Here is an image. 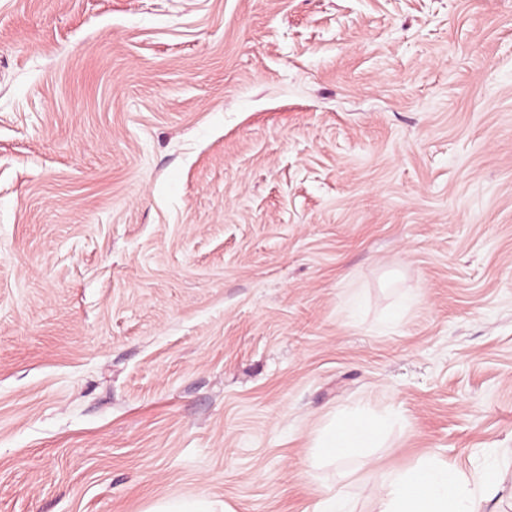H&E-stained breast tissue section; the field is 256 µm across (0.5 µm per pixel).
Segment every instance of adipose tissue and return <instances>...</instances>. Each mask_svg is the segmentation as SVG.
<instances>
[{
    "label": "adipose tissue",
    "instance_id": "ef3b65f1",
    "mask_svg": "<svg viewBox=\"0 0 512 512\" xmlns=\"http://www.w3.org/2000/svg\"><path fill=\"white\" fill-rule=\"evenodd\" d=\"M381 421L367 405L339 413L316 438L321 457L333 458L340 448L357 454L371 447ZM378 491L379 512H476L479 500L497 494L498 470L490 463L472 478L430 458L408 471L381 474Z\"/></svg>",
    "mask_w": 512,
    "mask_h": 512
}]
</instances>
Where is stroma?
<instances>
[{
    "instance_id": "35a3bbf8",
    "label": "stroma",
    "mask_w": 512,
    "mask_h": 512,
    "mask_svg": "<svg viewBox=\"0 0 512 512\" xmlns=\"http://www.w3.org/2000/svg\"><path fill=\"white\" fill-rule=\"evenodd\" d=\"M428 457L512 512V0H0V512ZM374 410L364 405L354 411L341 412L316 438V446L322 458L335 460L336 448H344L350 454H359L364 448H370L381 429V424L391 421L394 412L390 409L381 417H375Z\"/></svg>"
}]
</instances>
